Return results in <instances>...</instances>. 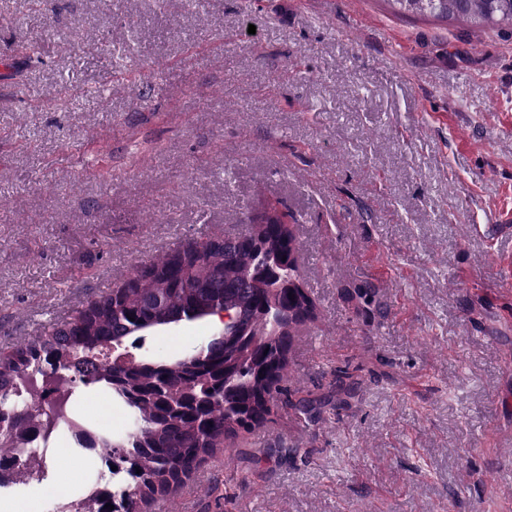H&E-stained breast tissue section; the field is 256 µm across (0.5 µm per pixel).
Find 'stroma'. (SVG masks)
I'll use <instances>...</instances> for the list:
<instances>
[{"label":"stroma","mask_w":512,"mask_h":512,"mask_svg":"<svg viewBox=\"0 0 512 512\" xmlns=\"http://www.w3.org/2000/svg\"><path fill=\"white\" fill-rule=\"evenodd\" d=\"M269 202L315 304L292 397L342 366L354 389L314 423L276 405L140 512H512V29L388 0H0V348ZM56 446L72 491L101 471Z\"/></svg>","instance_id":"35a3bbf8"}]
</instances>
